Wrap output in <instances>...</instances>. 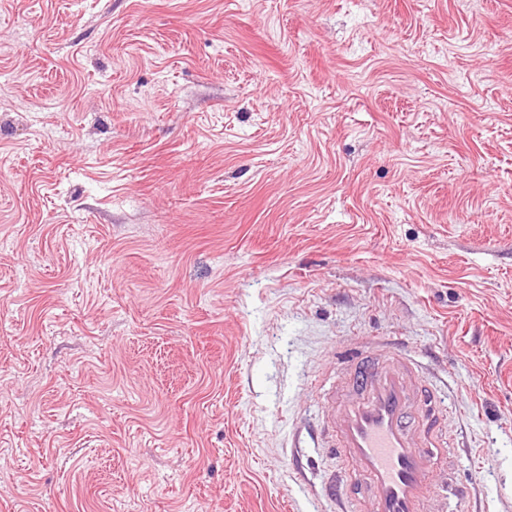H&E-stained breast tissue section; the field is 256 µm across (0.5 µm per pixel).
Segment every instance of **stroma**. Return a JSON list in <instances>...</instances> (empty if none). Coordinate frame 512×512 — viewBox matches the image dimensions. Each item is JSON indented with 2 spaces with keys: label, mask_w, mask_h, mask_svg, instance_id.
Segmentation results:
<instances>
[{
  "label": "stroma",
  "mask_w": 512,
  "mask_h": 512,
  "mask_svg": "<svg viewBox=\"0 0 512 512\" xmlns=\"http://www.w3.org/2000/svg\"><path fill=\"white\" fill-rule=\"evenodd\" d=\"M388 336L512 512V0H0V512H331Z\"/></svg>",
  "instance_id": "stroma-1"
}]
</instances>
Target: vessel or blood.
<instances>
[{"instance_id":"vessel-or-blood-1","label":"vessel or blood","mask_w":512,"mask_h":512,"mask_svg":"<svg viewBox=\"0 0 512 512\" xmlns=\"http://www.w3.org/2000/svg\"><path fill=\"white\" fill-rule=\"evenodd\" d=\"M345 378L321 401L311 440L353 463L324 492L340 512H448L467 488L449 482L457 455L445 426L444 388L425 375L404 339L360 341L342 358Z\"/></svg>"}]
</instances>
